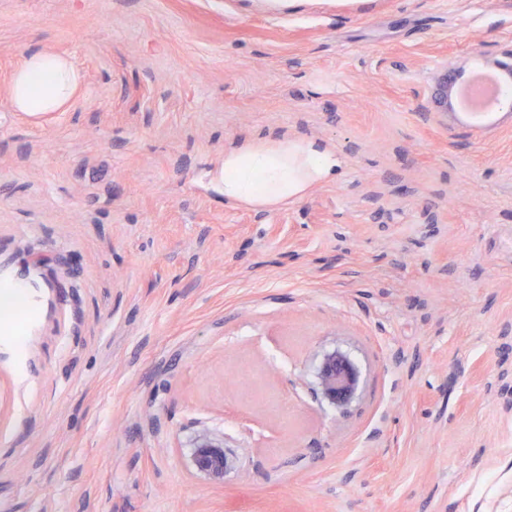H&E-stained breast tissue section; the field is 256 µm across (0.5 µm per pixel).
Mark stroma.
<instances>
[{
  "label": "stroma",
  "mask_w": 512,
  "mask_h": 512,
  "mask_svg": "<svg viewBox=\"0 0 512 512\" xmlns=\"http://www.w3.org/2000/svg\"><path fill=\"white\" fill-rule=\"evenodd\" d=\"M32 48L82 74L45 118ZM511 55L512 0H0V512H512V110L436 104ZM282 136L336 179L226 201ZM80 81L79 72L67 58L32 49L12 76L10 98L17 112H55L73 99ZM341 166L336 151L320 142L282 137L225 149L212 182L227 201L274 208L334 180ZM316 377L321 398L336 408H344L358 390L361 372L346 353L335 350L323 355ZM195 448L193 462L196 470L213 481H222L227 466L223 446L203 432L196 437Z\"/></svg>",
  "instance_id": "stroma-1"
}]
</instances>
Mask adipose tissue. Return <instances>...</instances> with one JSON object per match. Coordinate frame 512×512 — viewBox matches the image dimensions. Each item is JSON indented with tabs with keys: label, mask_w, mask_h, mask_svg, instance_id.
Returning a JSON list of instances; mask_svg holds the SVG:
<instances>
[{
	"label": "adipose tissue",
	"mask_w": 512,
	"mask_h": 512,
	"mask_svg": "<svg viewBox=\"0 0 512 512\" xmlns=\"http://www.w3.org/2000/svg\"><path fill=\"white\" fill-rule=\"evenodd\" d=\"M80 81L67 58L33 49L12 76L10 98L19 112H54L73 99ZM341 166L336 151L320 142L282 137L225 149L212 182L225 200L274 208L334 180Z\"/></svg>",
	"instance_id": "ef3b65f1"
}]
</instances>
